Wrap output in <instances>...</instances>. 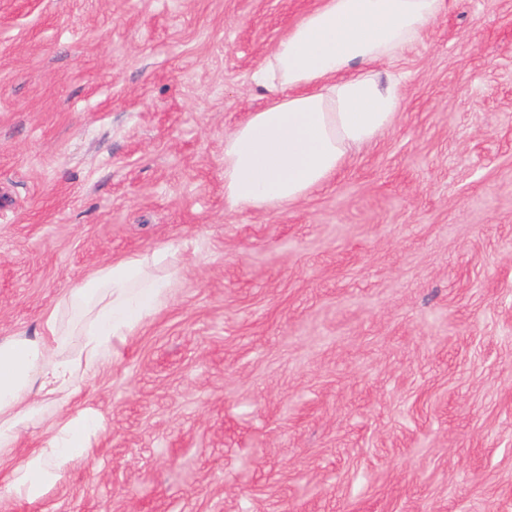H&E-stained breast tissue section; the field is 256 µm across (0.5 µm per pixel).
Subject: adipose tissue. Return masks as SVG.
<instances>
[{"label": "adipose tissue", "mask_w": 512, "mask_h": 512, "mask_svg": "<svg viewBox=\"0 0 512 512\" xmlns=\"http://www.w3.org/2000/svg\"><path fill=\"white\" fill-rule=\"evenodd\" d=\"M443 0H319L293 24L256 71L268 93L224 138V200L236 209L283 207L329 181L348 155L393 124L397 81L375 67L417 39ZM174 253L114 260L64 295L31 336L0 338V488L34 502L67 468L87 458L101 430L87 409L52 419L43 442L13 459L28 422L48 403L80 396L89 374L170 298L175 274L152 273ZM68 311L70 324L60 313Z\"/></svg>", "instance_id": "adipose-tissue-1"}]
</instances>
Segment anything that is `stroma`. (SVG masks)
I'll use <instances>...</instances> for the list:
<instances>
[{"label": "stroma", "mask_w": 512, "mask_h": 512, "mask_svg": "<svg viewBox=\"0 0 512 512\" xmlns=\"http://www.w3.org/2000/svg\"><path fill=\"white\" fill-rule=\"evenodd\" d=\"M317 0H0V337L176 246L167 304L60 409L102 423L0 512H512V0H446L327 184L224 200V137Z\"/></svg>", "instance_id": "stroma-1"}]
</instances>
